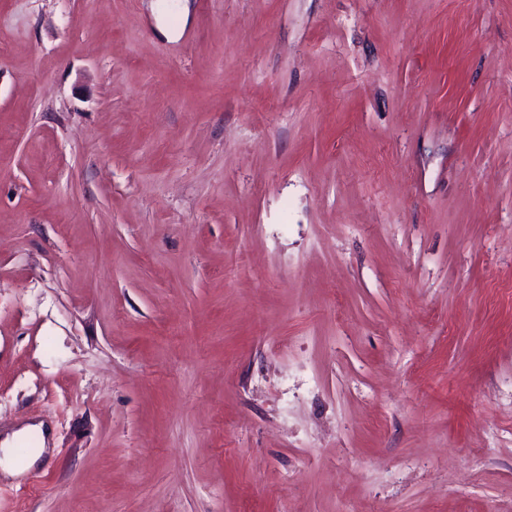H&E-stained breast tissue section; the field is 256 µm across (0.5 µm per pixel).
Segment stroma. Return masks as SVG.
<instances>
[{"label":"stroma","instance_id":"35a3bbf8","mask_svg":"<svg viewBox=\"0 0 512 512\" xmlns=\"http://www.w3.org/2000/svg\"><path fill=\"white\" fill-rule=\"evenodd\" d=\"M0 0V512H512V0Z\"/></svg>","mask_w":512,"mask_h":512}]
</instances>
